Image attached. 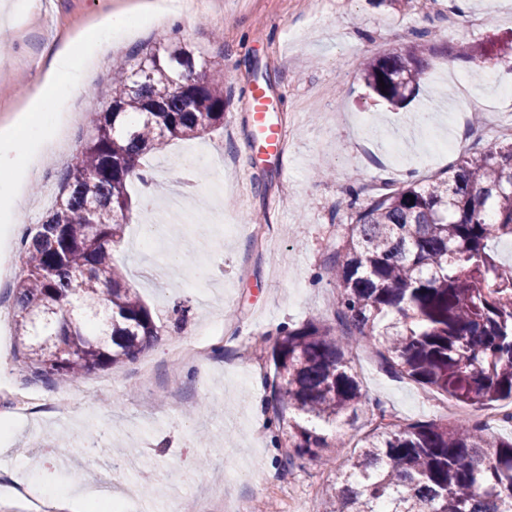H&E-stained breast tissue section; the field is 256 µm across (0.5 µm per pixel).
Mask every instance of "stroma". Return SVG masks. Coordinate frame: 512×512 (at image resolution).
Returning a JSON list of instances; mask_svg holds the SVG:
<instances>
[{"mask_svg":"<svg viewBox=\"0 0 512 512\" xmlns=\"http://www.w3.org/2000/svg\"><path fill=\"white\" fill-rule=\"evenodd\" d=\"M0 0V128L14 126L39 87L45 59L59 44L79 40L114 13H132L133 0H30L23 14ZM487 12L486 22L470 17ZM427 33L434 48L429 78L399 109L377 99L359 75L360 59L402 48ZM162 35L192 44L209 75L226 78L225 132L174 141L141 161L166 190L181 191L182 211L155 195L151 206L131 181L132 214L116 254L127 282L151 308L161 334L137 361L86 375L79 383L34 379L21 362L15 337L0 345V378L30 387L42 407L0 437V493L12 483L38 486L53 478L51 500H68L75 485L112 478L114 452L125 450L151 468L130 472L126 484L150 487L145 512H166L171 499L197 512L223 483L246 507L262 499L277 512H322L321 493L333 468L304 458L279 463L288 425L278 424L271 392L270 348L279 331L309 319H334L336 283L326 259L348 235L352 188L365 182L403 183L447 171L462 156L498 143L467 134L468 113L448 98L447 72L469 92L512 85V0H409L399 8L380 0H208L183 13L177 26L139 33L143 44ZM457 43L482 46L483 69L454 60ZM267 69L274 119L285 135L275 155L255 140L245 107L255 84L251 62ZM235 157L236 171L223 167ZM189 308L176 323V306ZM217 319L222 334L210 359L172 362L169 346L192 341L199 323ZM152 363L151 381L140 368ZM370 400L394 409L403 423L444 417L442 395L397 378L374 350L353 354ZM372 427L369 414L327 429L335 465ZM66 433L74 447L54 452Z\"/></svg>","mask_w":512,"mask_h":512,"instance_id":"obj_1","label":"stroma"}]
</instances>
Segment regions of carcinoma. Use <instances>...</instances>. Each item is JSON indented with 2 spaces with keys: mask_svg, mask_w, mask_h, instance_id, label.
<instances>
[{
  "mask_svg": "<svg viewBox=\"0 0 512 512\" xmlns=\"http://www.w3.org/2000/svg\"><path fill=\"white\" fill-rule=\"evenodd\" d=\"M423 37L366 58L358 71L379 99L400 107L427 76ZM448 56L480 65L471 46ZM385 86H380V83ZM90 137L73 154L54 204L21 239L12 288L23 363L50 382L131 362L158 339L154 317L113 260L143 156L173 140L224 128V83L194 49L167 41L131 51L108 98L89 93ZM512 241V142L474 152L432 178L374 194L329 258L336 316L283 330L271 388L288 417L281 463H331L317 424L369 404L352 367L372 348L387 370L464 406L512 400V267L492 248ZM323 512H512V438L480 421L380 424L362 440L323 499Z\"/></svg>",
  "mask_w": 512,
  "mask_h": 512,
  "instance_id": "cac0c4a2",
  "label": "carcinoma"
}]
</instances>
